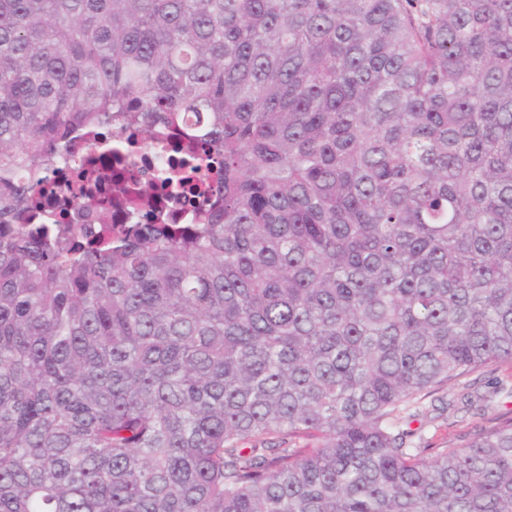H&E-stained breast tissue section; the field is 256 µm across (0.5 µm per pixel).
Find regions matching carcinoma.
<instances>
[{"label": "carcinoma", "instance_id": "carcinoma-1", "mask_svg": "<svg viewBox=\"0 0 512 512\" xmlns=\"http://www.w3.org/2000/svg\"><path fill=\"white\" fill-rule=\"evenodd\" d=\"M190 119L201 223H22L76 130ZM500 360L512 0H0V512H512V413L410 428Z\"/></svg>", "mask_w": 512, "mask_h": 512}]
</instances>
